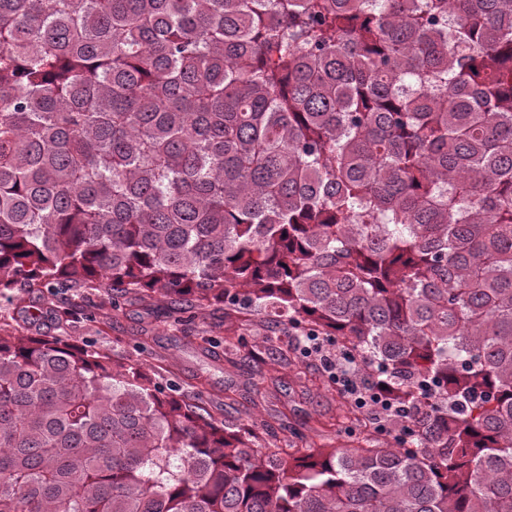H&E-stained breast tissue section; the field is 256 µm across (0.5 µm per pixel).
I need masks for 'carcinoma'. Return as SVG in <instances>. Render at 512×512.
I'll return each instance as SVG.
<instances>
[{"instance_id": "carcinoma-1", "label": "carcinoma", "mask_w": 512, "mask_h": 512, "mask_svg": "<svg viewBox=\"0 0 512 512\" xmlns=\"http://www.w3.org/2000/svg\"><path fill=\"white\" fill-rule=\"evenodd\" d=\"M96 288L326 336L407 442L0 328V512H512V0H0V297Z\"/></svg>"}]
</instances>
